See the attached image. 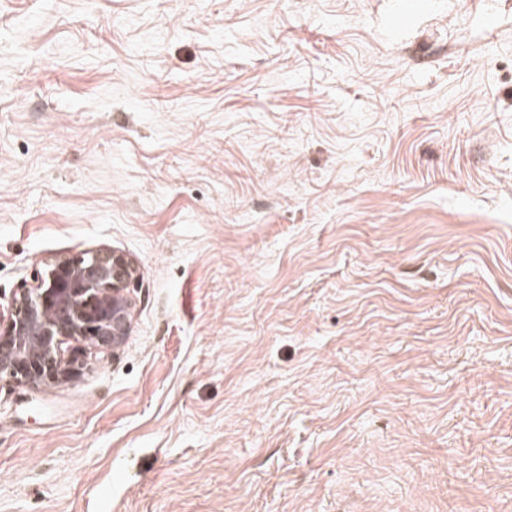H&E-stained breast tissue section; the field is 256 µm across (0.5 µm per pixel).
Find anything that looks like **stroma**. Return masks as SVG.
Segmentation results:
<instances>
[{"label":"stroma","mask_w":512,"mask_h":512,"mask_svg":"<svg viewBox=\"0 0 512 512\" xmlns=\"http://www.w3.org/2000/svg\"><path fill=\"white\" fill-rule=\"evenodd\" d=\"M99 248L0 512H512V0H0V299Z\"/></svg>","instance_id":"stroma-1"}]
</instances>
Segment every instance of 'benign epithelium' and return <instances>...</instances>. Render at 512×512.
I'll list each match as a JSON object with an SVG mask.
<instances>
[{
  "mask_svg": "<svg viewBox=\"0 0 512 512\" xmlns=\"http://www.w3.org/2000/svg\"><path fill=\"white\" fill-rule=\"evenodd\" d=\"M136 263L109 248L44 262L34 285L0 306V382L39 390L73 382L85 368L89 341L106 356L128 334Z\"/></svg>",
  "mask_w": 512,
  "mask_h": 512,
  "instance_id": "1",
  "label": "benign epithelium"
}]
</instances>
